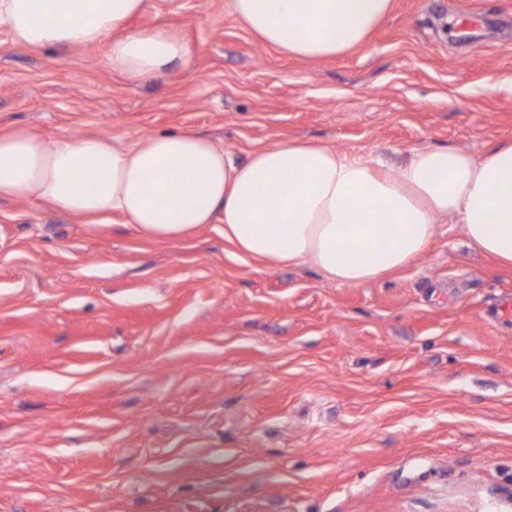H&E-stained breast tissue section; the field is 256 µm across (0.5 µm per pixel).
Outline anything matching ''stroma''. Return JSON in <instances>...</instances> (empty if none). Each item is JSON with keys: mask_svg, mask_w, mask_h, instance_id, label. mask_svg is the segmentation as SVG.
I'll return each mask as SVG.
<instances>
[{"mask_svg": "<svg viewBox=\"0 0 512 512\" xmlns=\"http://www.w3.org/2000/svg\"><path fill=\"white\" fill-rule=\"evenodd\" d=\"M187 62L134 83L106 44L0 25V134L125 145L188 128L482 155L512 140V0H393L368 39L290 57L231 0H147ZM512 269L441 222L364 284L241 254L220 224L141 235L0 201V512H512Z\"/></svg>", "mask_w": 512, "mask_h": 512, "instance_id": "1", "label": "stroma"}]
</instances>
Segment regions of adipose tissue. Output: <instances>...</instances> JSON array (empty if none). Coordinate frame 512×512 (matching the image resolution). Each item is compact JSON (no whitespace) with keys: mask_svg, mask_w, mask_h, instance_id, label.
<instances>
[{"mask_svg":"<svg viewBox=\"0 0 512 512\" xmlns=\"http://www.w3.org/2000/svg\"><path fill=\"white\" fill-rule=\"evenodd\" d=\"M392 0H232L237 20L299 59L362 44ZM145 0H0V24L31 49L107 43L114 70L141 82L192 54L165 28L126 30ZM0 200H41L79 217L122 215L141 233L180 238L221 223L242 254L308 263L341 284L411 266L441 220L468 246L512 267V141L482 156L412 150L394 169L372 154L278 141L240 160L192 131L119 147L100 136L48 141L25 128L0 134Z\"/></svg>","mask_w":512,"mask_h":512,"instance_id":"adipose-tissue-1","label":"adipose tissue"}]
</instances>
